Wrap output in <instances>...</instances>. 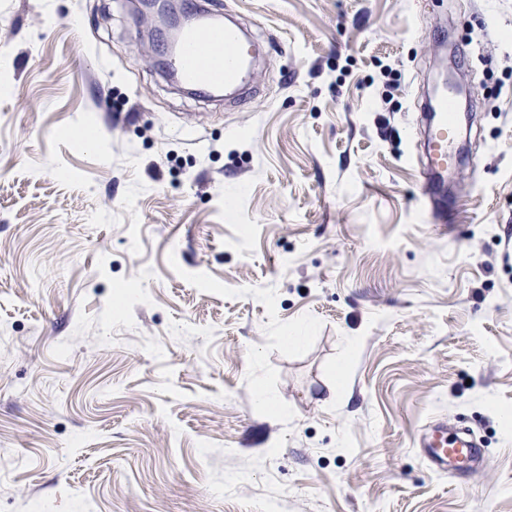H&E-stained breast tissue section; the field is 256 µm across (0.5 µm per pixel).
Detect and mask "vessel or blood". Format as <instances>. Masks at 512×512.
Returning <instances> with one entry per match:
<instances>
[{
  "mask_svg": "<svg viewBox=\"0 0 512 512\" xmlns=\"http://www.w3.org/2000/svg\"><path fill=\"white\" fill-rule=\"evenodd\" d=\"M204 16L202 26L185 30L175 46L171 65L182 82L204 96L244 87L252 71L253 47L241 29L231 21L210 22L207 0L198 5ZM429 125L428 182L444 187L448 180L451 157L450 131L456 123V113L447 83L437 85L427 114ZM423 455L438 471L461 460L472 464L482 462V448L470 428L449 427L446 421L430 425L420 439Z\"/></svg>",
  "mask_w": 512,
  "mask_h": 512,
  "instance_id": "obj_1",
  "label": "vessel or blood"
}]
</instances>
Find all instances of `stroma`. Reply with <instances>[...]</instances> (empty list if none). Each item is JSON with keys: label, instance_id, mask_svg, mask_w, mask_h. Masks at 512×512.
Instances as JSON below:
<instances>
[{"label": "stroma", "instance_id": "35a3bbf8", "mask_svg": "<svg viewBox=\"0 0 512 512\" xmlns=\"http://www.w3.org/2000/svg\"><path fill=\"white\" fill-rule=\"evenodd\" d=\"M210 2L266 47L246 103L128 0H0V512H512V0ZM436 417L485 464L433 471ZM451 97H448V84L442 80L437 85L432 104L427 112L429 125L428 184L443 189L448 182V159H451V134L456 113Z\"/></svg>", "mask_w": 512, "mask_h": 512}]
</instances>
